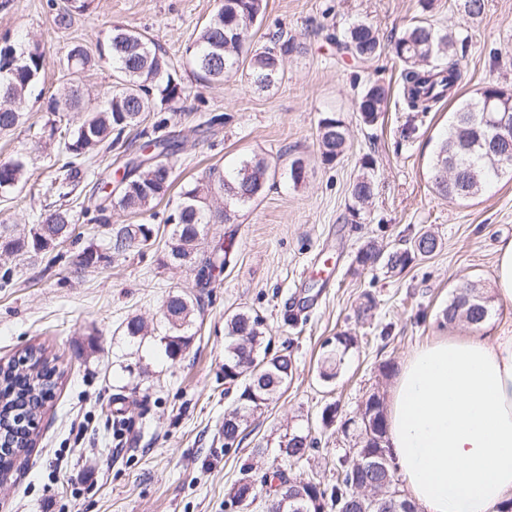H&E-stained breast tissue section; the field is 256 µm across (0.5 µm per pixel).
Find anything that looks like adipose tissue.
<instances>
[{"label": "adipose tissue", "mask_w": 512, "mask_h": 512, "mask_svg": "<svg viewBox=\"0 0 512 512\" xmlns=\"http://www.w3.org/2000/svg\"><path fill=\"white\" fill-rule=\"evenodd\" d=\"M387 438L420 512L512 503V330L416 347L389 390Z\"/></svg>", "instance_id": "obj_1"}]
</instances>
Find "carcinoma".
Segmentation results:
<instances>
[{
    "label": "carcinoma",
    "instance_id": "1",
    "mask_svg": "<svg viewBox=\"0 0 512 512\" xmlns=\"http://www.w3.org/2000/svg\"><path fill=\"white\" fill-rule=\"evenodd\" d=\"M93 0H68L57 15V24L68 26L72 16L91 8ZM458 12L465 18L480 16L484 0H456ZM266 0H222L220 7L197 32L185 49L193 74L202 82L222 81L244 72L247 81L260 90H268L283 79L284 59L300 50V45L283 33L272 37L271 45L255 49L251 29L263 18ZM435 0H417L418 16L397 37L390 51L399 64L403 101L406 108L427 113L444 102L454 92L461 74L457 64L449 61L455 56L456 45L465 44L468 36L437 27L432 21ZM337 47L358 61L369 62L379 57L383 46L373 26L364 21L352 23L336 39ZM97 55L77 42L70 46L63 66L70 75L59 93L49 100L48 108L56 112H84L74 127L52 124L49 139H58L62 164L50 180L46 192L60 199L75 196L82 183L94 180L97 173L91 160L101 150L115 148L123 142V134L133 131L144 121L147 112L177 111V105L189 96L184 84L168 57L148 36L121 25L112 27L107 41L96 47ZM112 63L114 79L104 107L83 111L81 75L95 59ZM46 80L45 57L37 43L14 40L9 34L0 37V134L15 129L23 119L22 108L30 96L40 97ZM389 89L378 83H367L355 103L360 120L367 126L375 125L386 111ZM494 99L501 110L512 111V89L496 82H488L474 96L460 101L449 113L448 127L439 134L432 160L430 179L437 194L466 200L484 191L492 181L508 174L501 157L485 141H477L470 124L471 117L482 118L481 109L486 99ZM319 155L323 162L332 163L344 155L349 147L348 127L334 114L319 118L317 123ZM146 147L157 158L155 164L137 169L131 166L128 179L121 190L109 197V206H96L95 215L89 208L76 212L63 206L55 209L43 221L31 225L21 235L0 234V250L6 253L50 252L60 239L71 234V225L79 222L104 224L108 208H120L131 214L152 211L172 190L177 145L164 136L146 142ZM373 161H363L362 173L351 185L350 196L354 206H362L373 195V180L368 170ZM276 170L264 157L254 155L242 158L233 173L226 177L217 168L209 169L203 180L188 182L180 187L179 202L167 216L172 225L166 264L187 268L203 279L216 268L227 263L224 246L213 248L204 263H198L199 246L204 228L216 221L230 219L237 207L254 203L264 192ZM30 177L27 155L17 153L0 160V197H9L24 187ZM220 195L224 208L214 209L210 198ZM152 228L147 224H127L119 228L108 245L119 254L134 246L153 245ZM438 248L436 238L428 232H417L403 249L380 255L373 245L361 248L355 258L357 269L374 268L382 263L392 271H403L418 256L426 257ZM490 313L489 297L478 281L468 288H457L448 306L442 310V320L454 324L463 320L478 329ZM195 314V303L187 295L172 294L162 305V321L167 334L160 337L165 353L174 357L190 344L189 334ZM227 343L224 345V380L244 379L236 407L224 416V440L235 443L242 427L257 410L275 400L288 386L293 375L291 355L272 358L260 356L264 340L263 320L248 310H239L226 320ZM354 338L348 333L334 337L333 346L325 354L321 376L333 379L345 355L352 348ZM29 364L20 369L14 360L0 362V401L20 407L27 400H36L51 394L57 388L62 373L55 359L41 346L24 350ZM362 414L368 416L372 431L356 426L355 455L344 461L333 483L294 481L285 479L274 490L270 501L271 512H416V505L399 495V506H370L356 497L355 488L366 487L378 494L388 485L397 484L396 468L387 446L386 413L383 399L372 393L366 399ZM314 447L309 435L300 432L288 437L283 455L299 461ZM238 501L255 499L252 481L243 478L233 488Z\"/></svg>",
    "mask_w": 512,
    "mask_h": 512
}]
</instances>
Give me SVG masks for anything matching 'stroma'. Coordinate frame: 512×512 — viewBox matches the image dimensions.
Here are the masks:
<instances>
[{
  "mask_svg": "<svg viewBox=\"0 0 512 512\" xmlns=\"http://www.w3.org/2000/svg\"><path fill=\"white\" fill-rule=\"evenodd\" d=\"M65 5L0 0V35L37 43L45 54L46 95L60 87V60L73 42L95 47L113 24L123 25L152 38L192 87L181 111L167 115L179 144V181L212 166L230 168L249 154L266 157L276 175L230 223L207 226L205 249L221 244L231 256L204 288L192 271L162 263L171 210L164 203L143 215L112 209L108 223L73 225L52 260L0 251V271L14 272L0 288V360L40 345L62 373L54 398L35 418L33 448L0 479V512H264L261 499L232 502L230 490L243 476L258 481L278 466L290 478L335 481L355 443L340 421L360 419L370 394L387 395L417 346L468 334L466 324L442 323L441 311L461 278L494 290L495 247L512 238V179L465 201L432 188L429 167L448 106L423 116L404 111L390 53L361 63L336 49V34L357 20L391 43L415 16L416 0H267L255 42L267 44L281 31L301 50L286 58L282 82L264 91L237 76L202 85L190 73L185 48L220 0H94L64 28L56 16ZM433 18L468 34L456 56L457 98L492 80L512 85V0H485L483 14L468 20L452 0H436ZM370 81L388 88L390 99L379 122L367 127L355 102ZM326 112L340 114L349 130V150L330 164L321 161L316 136ZM215 115L223 125L207 130ZM52 118L45 102H32L22 124L0 135V159L25 153L32 170L21 192L0 197V225L33 223L58 203L45 192L57 155L44 135ZM407 125L415 128L408 140L401 136ZM297 157L306 160L307 173L296 185L289 168ZM368 157L374 195L354 214L349 189ZM126 224L151 225L152 246L79 267L86 248L105 249ZM421 229L437 238L435 253L400 272L380 266L355 274L360 247L371 242L388 252ZM171 291L198 301L191 343L172 359L158 342ZM368 295L375 307L359 312ZM289 302L303 309L294 325ZM241 309L262 318L268 355L291 354L295 371L228 450L222 427L238 389L224 384L226 320ZM134 316L149 330L136 343L122 333ZM341 332L356 343L327 382L319 376L324 344ZM331 404L338 422L327 427L322 412ZM298 431L315 440V450L301 462H282L286 435Z\"/></svg>",
  "mask_w": 512,
  "mask_h": 512,
  "instance_id": "stroma-1",
  "label": "stroma"
}]
</instances>
